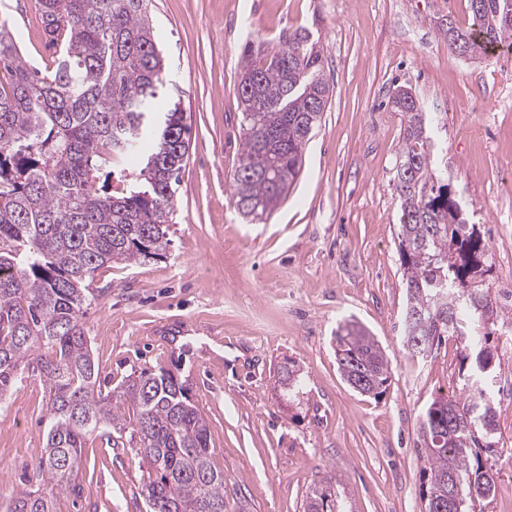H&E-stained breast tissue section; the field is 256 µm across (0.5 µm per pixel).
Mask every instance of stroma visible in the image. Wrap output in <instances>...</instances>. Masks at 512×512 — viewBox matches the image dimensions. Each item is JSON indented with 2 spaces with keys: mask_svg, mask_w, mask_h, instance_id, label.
Returning a JSON list of instances; mask_svg holds the SVG:
<instances>
[{
  "mask_svg": "<svg viewBox=\"0 0 512 512\" xmlns=\"http://www.w3.org/2000/svg\"><path fill=\"white\" fill-rule=\"evenodd\" d=\"M167 97L192 128L164 258L109 264L82 322L102 391L164 368L209 428L231 512H303L334 482L349 512H420V415L460 388L455 341L419 357L402 346L406 292L393 183L403 128L387 101L411 88L447 149L448 180L489 245L485 283L500 306L491 389L501 453L484 512H512V46L453 56L439 18L467 0H151ZM26 61L49 65L32 0H0ZM318 36L332 96L287 198L252 221L232 203L242 148L240 49L298 29ZM367 327L391 381L379 398L343 379L336 329ZM304 385L288 394L283 371ZM48 388L24 371L0 403V512L26 488L50 427ZM58 512H147V465L130 438L87 439Z\"/></svg>",
  "mask_w": 512,
  "mask_h": 512,
  "instance_id": "1",
  "label": "stroma"
}]
</instances>
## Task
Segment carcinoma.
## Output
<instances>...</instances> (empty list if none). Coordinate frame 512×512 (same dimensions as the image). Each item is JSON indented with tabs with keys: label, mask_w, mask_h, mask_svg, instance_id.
Returning <instances> with one entry per match:
<instances>
[{
	"label": "carcinoma",
	"mask_w": 512,
	"mask_h": 512,
	"mask_svg": "<svg viewBox=\"0 0 512 512\" xmlns=\"http://www.w3.org/2000/svg\"><path fill=\"white\" fill-rule=\"evenodd\" d=\"M467 21H440L448 49L482 60L512 42V0H467ZM49 77L22 57L0 19V403L18 374L39 373L49 387L50 429L31 485L11 512H56L76 483L87 437L131 430L148 461L149 512H227L224 472L211 461L206 419L170 371H142L104 395L81 316L96 297L94 273L111 263L160 258L169 246L176 186L189 155L181 101L159 106L164 62L147 0H34ZM242 150L232 201L246 217L270 216L286 199L305 146L320 123L330 85L307 30L277 47L241 53ZM403 136L393 178L400 200L398 252L407 303L403 347L413 355L447 339L461 354V392L433 399L420 415L426 486L432 502L457 498L474 512L496 488L498 453L489 380L488 325L498 304L483 288L488 244L469 223L448 167L436 165L432 119L407 89L388 100ZM134 179L121 195L100 177ZM344 380L378 397L389 360L363 326L336 330ZM132 408L130 422L114 410ZM304 512H345L331 488L314 487Z\"/></svg>",
	"instance_id": "cac0c4a2"
}]
</instances>
